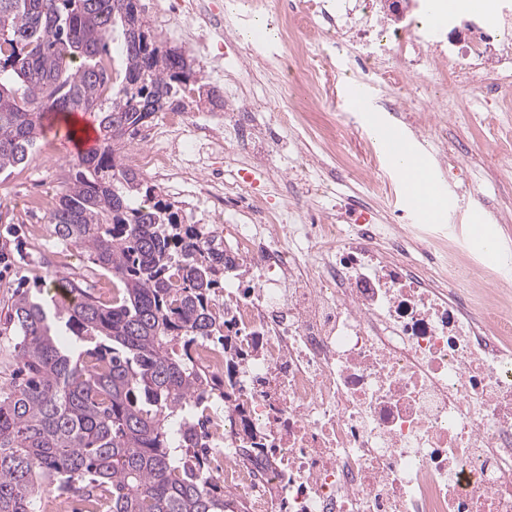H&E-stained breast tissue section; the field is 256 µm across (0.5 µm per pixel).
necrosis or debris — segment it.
<instances>
[{"label":"necrosis or debris","mask_w":512,"mask_h":512,"mask_svg":"<svg viewBox=\"0 0 512 512\" xmlns=\"http://www.w3.org/2000/svg\"><path fill=\"white\" fill-rule=\"evenodd\" d=\"M403 3L392 24L377 0L281 5L283 48L264 78L283 99L239 90L219 113L178 98L126 156L194 200L234 263L213 300L233 348L197 340L193 362L236 384V405L199 426L208 470L238 512H512V319L474 309L465 273H448L441 246L404 232L393 213L313 206L329 187L305 173L327 162L291 129L287 93L325 72L332 50L380 77L395 113L412 77L446 83L453 63L473 89L500 91L512 12L454 36L426 26L432 0ZM220 11L214 0H167L160 23L235 47ZM295 34L323 37L325 51L301 58ZM414 122L456 171L468 149L449 142L447 113L423 102ZM217 149L238 179L213 166Z\"/></svg>","instance_id":"4bbe7bcc"}]
</instances>
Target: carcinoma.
Instances as JSON below:
<instances>
[{"instance_id": "obj_1", "label": "carcinoma", "mask_w": 512, "mask_h": 512, "mask_svg": "<svg viewBox=\"0 0 512 512\" xmlns=\"http://www.w3.org/2000/svg\"><path fill=\"white\" fill-rule=\"evenodd\" d=\"M137 11L138 0H0V173L26 164L49 115L93 117L98 144L69 167L47 230L113 284L110 306L74 280L73 299L52 309L14 301L19 377L0 386V512H35L42 492L81 487L107 493V512L237 509L193 452L196 392L236 399L232 377L208 380L191 356L200 337L229 340L212 307L227 259L120 159L199 72L150 28L128 39ZM55 318L74 342L57 337Z\"/></svg>"}]
</instances>
